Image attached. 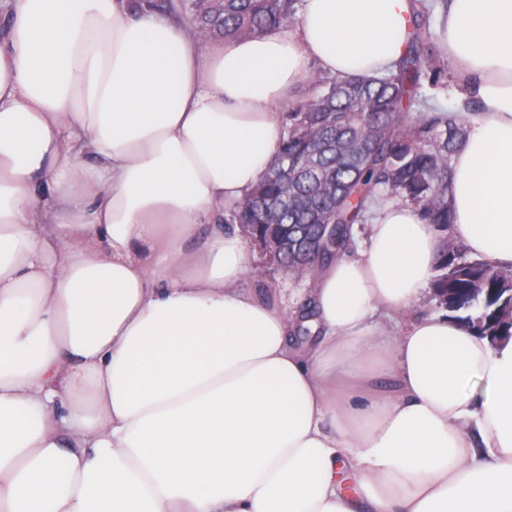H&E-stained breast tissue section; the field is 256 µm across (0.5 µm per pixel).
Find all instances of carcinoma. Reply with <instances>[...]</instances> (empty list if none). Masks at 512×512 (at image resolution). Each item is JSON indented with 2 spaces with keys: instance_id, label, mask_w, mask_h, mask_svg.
<instances>
[{
  "instance_id": "carcinoma-1",
  "label": "carcinoma",
  "mask_w": 512,
  "mask_h": 512,
  "mask_svg": "<svg viewBox=\"0 0 512 512\" xmlns=\"http://www.w3.org/2000/svg\"><path fill=\"white\" fill-rule=\"evenodd\" d=\"M300 0H181L196 31L208 38L273 33L295 18ZM432 5L420 0L412 32L394 68L384 77L337 80L319 73L322 88L287 113L285 136L273 164L239 206L224 216L237 224H286L294 237H312L334 224L321 262L352 245L353 226L363 224L384 200L382 191L416 206L443 238L432 282L433 296L450 288H511L512 271L469 259L448 248V204L453 155L466 139L464 118L451 117L421 92L435 87L445 70L429 28ZM458 320L487 336H512V327L489 321L484 295L456 308Z\"/></svg>"
}]
</instances>
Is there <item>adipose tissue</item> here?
<instances>
[{
    "label": "adipose tissue",
    "instance_id": "ef3b65f1",
    "mask_svg": "<svg viewBox=\"0 0 512 512\" xmlns=\"http://www.w3.org/2000/svg\"><path fill=\"white\" fill-rule=\"evenodd\" d=\"M412 8L205 41L147 0H0V512H512V340L412 313L417 209L379 208L305 311L244 288L224 225L296 87L383 74ZM437 23L477 102L448 235L512 271V0Z\"/></svg>",
    "mask_w": 512,
    "mask_h": 512
}]
</instances>
